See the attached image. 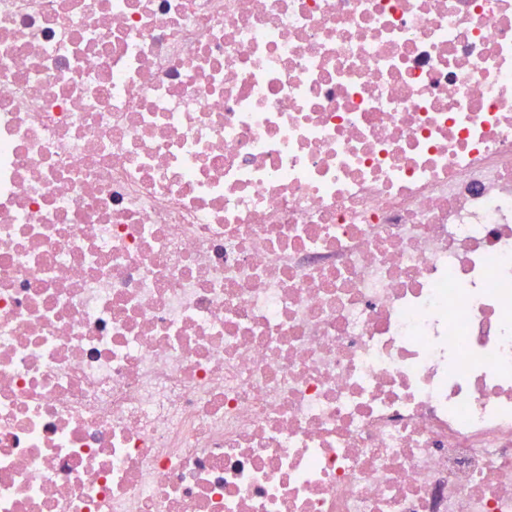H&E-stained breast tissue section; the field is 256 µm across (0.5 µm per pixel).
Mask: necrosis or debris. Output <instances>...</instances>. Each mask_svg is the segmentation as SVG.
<instances>
[{"mask_svg":"<svg viewBox=\"0 0 512 512\" xmlns=\"http://www.w3.org/2000/svg\"><path fill=\"white\" fill-rule=\"evenodd\" d=\"M0 512H512V0H0Z\"/></svg>","mask_w":512,"mask_h":512,"instance_id":"1","label":"necrosis or debris"}]
</instances>
